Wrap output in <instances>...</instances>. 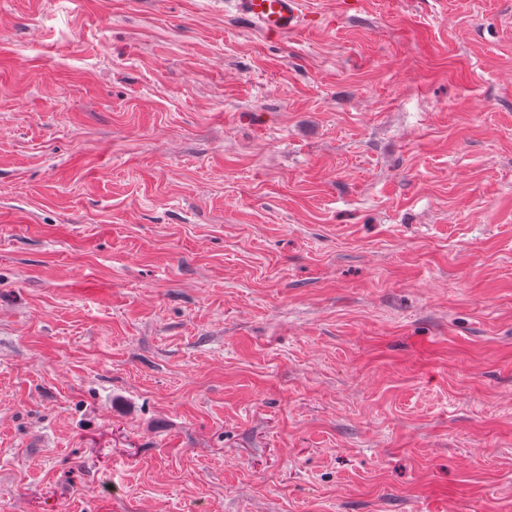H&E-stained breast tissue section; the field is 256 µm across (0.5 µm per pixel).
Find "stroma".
<instances>
[{"label": "stroma", "mask_w": 512, "mask_h": 512, "mask_svg": "<svg viewBox=\"0 0 512 512\" xmlns=\"http://www.w3.org/2000/svg\"><path fill=\"white\" fill-rule=\"evenodd\" d=\"M0 0V512H512V0ZM240 4L245 14L266 32L286 35L305 26L304 0H241Z\"/></svg>", "instance_id": "obj_1"}]
</instances>
